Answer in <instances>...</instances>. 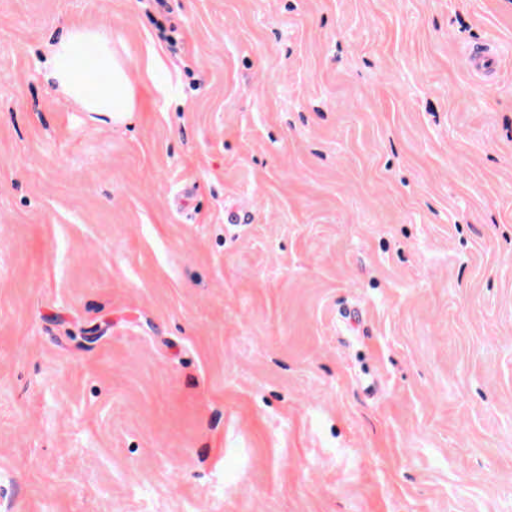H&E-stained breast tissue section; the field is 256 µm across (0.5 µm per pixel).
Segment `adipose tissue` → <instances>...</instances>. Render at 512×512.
<instances>
[{"label":"adipose tissue","mask_w":512,"mask_h":512,"mask_svg":"<svg viewBox=\"0 0 512 512\" xmlns=\"http://www.w3.org/2000/svg\"><path fill=\"white\" fill-rule=\"evenodd\" d=\"M45 79L83 111L119 118L135 109L129 68L109 29L64 28L49 45Z\"/></svg>","instance_id":"obj_1"}]
</instances>
